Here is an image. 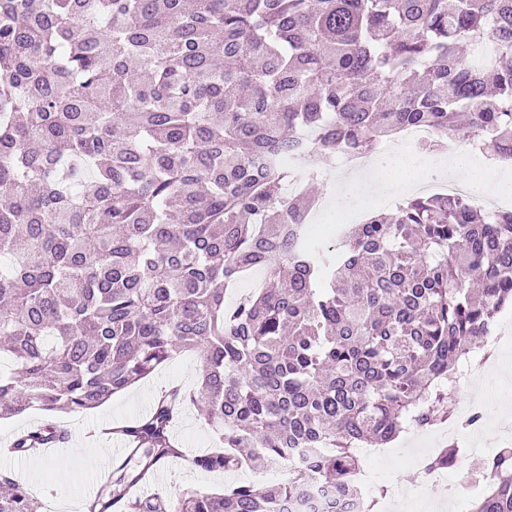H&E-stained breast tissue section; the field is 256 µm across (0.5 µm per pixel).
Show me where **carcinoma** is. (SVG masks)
I'll return each instance as SVG.
<instances>
[{"label":"carcinoma","instance_id":"obj_1","mask_svg":"<svg viewBox=\"0 0 512 512\" xmlns=\"http://www.w3.org/2000/svg\"><path fill=\"white\" fill-rule=\"evenodd\" d=\"M412 125L512 153V0H0V411L82 414L200 358L195 391L118 430L137 465L84 512H279L312 480L357 499L360 446L452 417V368L512 303V212L417 195L313 249L292 219L318 195L283 189L290 158L314 181ZM188 405L217 435L196 469L285 478L129 496L181 456ZM481 473L471 512H512V448ZM0 512L42 504L5 473Z\"/></svg>","mask_w":512,"mask_h":512}]
</instances>
